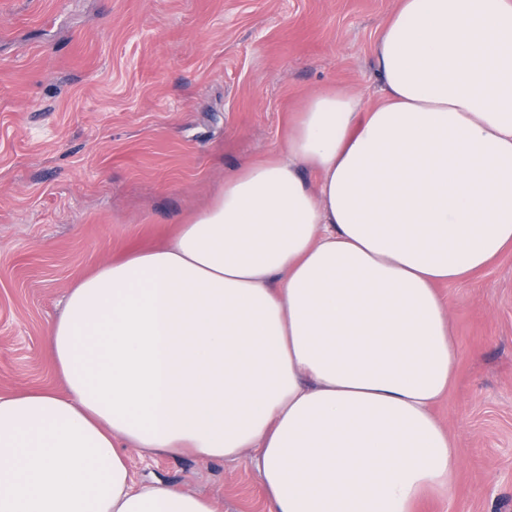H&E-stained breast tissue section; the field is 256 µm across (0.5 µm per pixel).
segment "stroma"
<instances>
[{
  "mask_svg": "<svg viewBox=\"0 0 512 512\" xmlns=\"http://www.w3.org/2000/svg\"><path fill=\"white\" fill-rule=\"evenodd\" d=\"M396 0H0V394L61 390L49 327L68 288L160 243L308 95L374 93ZM460 352L434 412L462 459L419 512H512V254L441 289ZM137 483L268 512L237 461L127 451Z\"/></svg>",
  "mask_w": 512,
  "mask_h": 512,
  "instance_id": "1",
  "label": "stroma"
}]
</instances>
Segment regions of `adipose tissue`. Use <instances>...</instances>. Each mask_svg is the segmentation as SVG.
Segmentation results:
<instances>
[{
  "label": "adipose tissue",
  "instance_id": "1",
  "mask_svg": "<svg viewBox=\"0 0 512 512\" xmlns=\"http://www.w3.org/2000/svg\"><path fill=\"white\" fill-rule=\"evenodd\" d=\"M374 62L377 101L313 93L282 149L69 288L49 328L63 393L0 396V512H216L135 488L130 448L252 451L269 512L448 495L439 288L512 253V0H398Z\"/></svg>",
  "mask_w": 512,
  "mask_h": 512
}]
</instances>
